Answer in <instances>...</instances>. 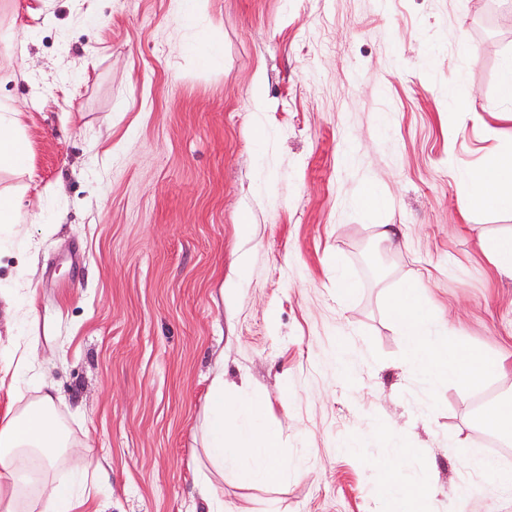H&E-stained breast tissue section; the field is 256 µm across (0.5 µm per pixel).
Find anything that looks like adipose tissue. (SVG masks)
Listing matches in <instances>:
<instances>
[{
    "label": "adipose tissue",
    "mask_w": 512,
    "mask_h": 512,
    "mask_svg": "<svg viewBox=\"0 0 512 512\" xmlns=\"http://www.w3.org/2000/svg\"><path fill=\"white\" fill-rule=\"evenodd\" d=\"M30 148L22 133L18 112L0 113V169L21 170L28 166ZM469 198L465 218L487 209L512 207V153L500 154L468 174ZM391 318L404 338V363L413 372L432 381H448L469 390L498 372L500 363L462 340L439 339L430 307L414 281L396 289L389 305ZM11 389L14 400L0 415V512H104L77 494L59 467L81 446L58 418L53 386L37 374L28 347H14ZM34 377L37 399H26L20 380ZM265 402L248 392L228 395L223 375H216L208 391L205 448L212 473L231 472L241 482L264 484L279 481L288 470L278 434L267 427ZM248 418L249 427L238 426ZM480 428H494L504 442L512 441V389L499 393L477 412ZM84 472L101 477L100 459L83 454ZM212 473H201V494L206 512H224V502L214 489Z\"/></svg>",
    "instance_id": "adipose-tissue-1"
}]
</instances>
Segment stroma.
<instances>
[{
	"label": "stroma",
	"mask_w": 512,
	"mask_h": 512,
	"mask_svg": "<svg viewBox=\"0 0 512 512\" xmlns=\"http://www.w3.org/2000/svg\"><path fill=\"white\" fill-rule=\"evenodd\" d=\"M511 65L512 0H204L191 25L174 0H0V106L31 148L0 190L60 217L0 239V287L35 289L17 321L0 300V366L30 341L109 512H201L219 370L300 464L214 478L224 512H389L393 477L430 478L429 512H512V485L469 469L512 467L472 422L512 387V275L481 248L512 210L460 209L468 171L512 150ZM408 279L504 373H410L389 311ZM472 469L482 474H492L501 483L512 482V469L511 467L500 466L495 461L487 457H475L471 462Z\"/></svg>",
	"instance_id": "stroma-1"
}]
</instances>
